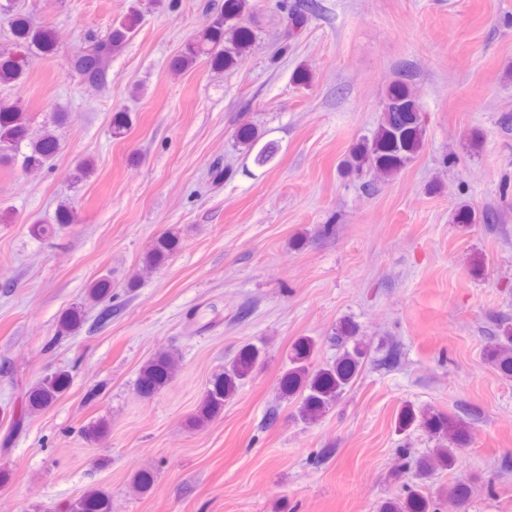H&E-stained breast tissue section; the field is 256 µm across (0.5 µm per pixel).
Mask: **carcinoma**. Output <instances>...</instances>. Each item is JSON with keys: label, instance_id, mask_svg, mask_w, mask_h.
Listing matches in <instances>:
<instances>
[{"label": "carcinoma", "instance_id": "obj_1", "mask_svg": "<svg viewBox=\"0 0 512 512\" xmlns=\"http://www.w3.org/2000/svg\"><path fill=\"white\" fill-rule=\"evenodd\" d=\"M310 0L303 4H288L279 0L278 6L288 11L289 29L278 45L276 53L288 52V40L295 35V28L303 24L305 10ZM251 0H224V9L185 44L173 62L176 72L183 71L204 61L213 69H233L242 65L248 56L257 31L251 22ZM143 12L133 4L127 14L112 24L106 35L87 38V51L72 57L68 70L86 85L101 89L107 82L112 56L130 41L138 30ZM0 19L7 22L10 37L0 47V85L19 87L25 83L29 62L56 53V32L52 25L37 22L23 9L21 0H0ZM132 119L126 111L115 113L112 135L119 139L126 135ZM239 144L248 153H255L254 161L264 166L272 161L274 152L268 146H259L262 134L251 125L241 126L236 133ZM425 137L420 108L410 87L401 79L388 89L383 103V119L373 138L359 144L346 161L351 171L369 169L379 175H392L399 171L420 150ZM28 151L22 153L21 167L39 170L48 164L59 149V139L54 130L44 126L33 129L28 113L18 102L0 98V165L14 163L21 145ZM456 219L467 223L490 224L494 213L476 211L467 204L460 205ZM177 237L167 233L157 237L146 252L143 263L148 268L160 266L176 249ZM343 352L336 360L316 367L312 356L316 342L312 338L299 340L288 358V368L281 377L284 396H300L299 415L311 422L318 419L329 406L349 390L363 372L369 358V344L357 336L356 330L344 326L337 329ZM487 359L505 379L512 378V325L499 326L486 350ZM261 349L246 346L224 371L214 380L204 399L201 415L204 420L224 408L239 387L251 375L260 360ZM172 378L171 356L161 353L143 367L138 379V389L145 396L160 390ZM69 377L63 372L43 379L27 396V406L42 410L52 406L66 389ZM427 427L436 437L437 445L430 456L415 461L410 470V480L405 485V495L381 504L379 512H439L437 504L424 489L439 470L455 468L465 446L467 427L463 420L429 409L405 406L400 411L397 424L408 429L415 423ZM71 512H108V502L101 492H90L71 505Z\"/></svg>", "mask_w": 512, "mask_h": 512}]
</instances>
